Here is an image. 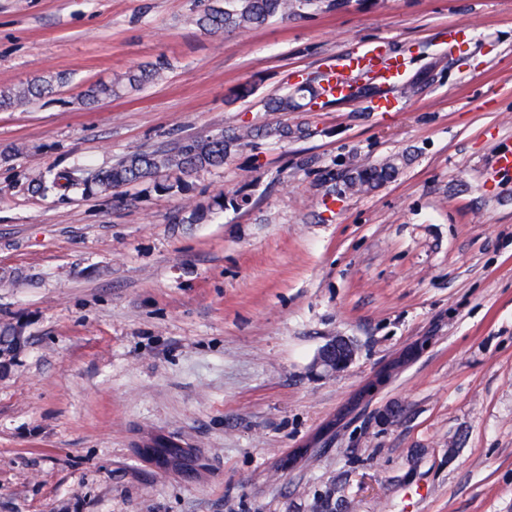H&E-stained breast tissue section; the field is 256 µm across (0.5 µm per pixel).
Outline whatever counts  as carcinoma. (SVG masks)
I'll return each mask as SVG.
<instances>
[{
    "label": "carcinoma",
    "instance_id": "1",
    "mask_svg": "<svg viewBox=\"0 0 512 512\" xmlns=\"http://www.w3.org/2000/svg\"><path fill=\"white\" fill-rule=\"evenodd\" d=\"M350 0H224V5L205 4L191 17L194 25L204 32H246L273 20L305 18L316 12L338 11ZM166 69L163 62L151 67L130 71L124 82L97 83L88 88L85 97L94 102L101 98L118 97L125 88L135 90L162 78ZM327 77L306 79L284 94L264 100L269 112H309L319 101L331 97L325 86ZM54 80L34 79L17 88L0 90V109L28 103L52 93ZM257 136L255 129L242 126L224 133L202 138H182L172 149L143 151L136 149L118 159L105 170L91 172L80 166L49 168L31 177L29 187L40 195L65 197L71 193L107 195L120 188L146 184L156 192L181 194L189 189L201 171L220 167L239 149L248 146ZM409 157L391 156L379 163L351 168L340 194H367L395 179ZM240 208L249 204V197L229 198L220 193L205 203L192 206L189 215L178 218L180 224H197L215 210H224L225 202ZM157 456H175L178 465L188 460L186 449L164 438H155L150 444Z\"/></svg>",
    "mask_w": 512,
    "mask_h": 512
}]
</instances>
